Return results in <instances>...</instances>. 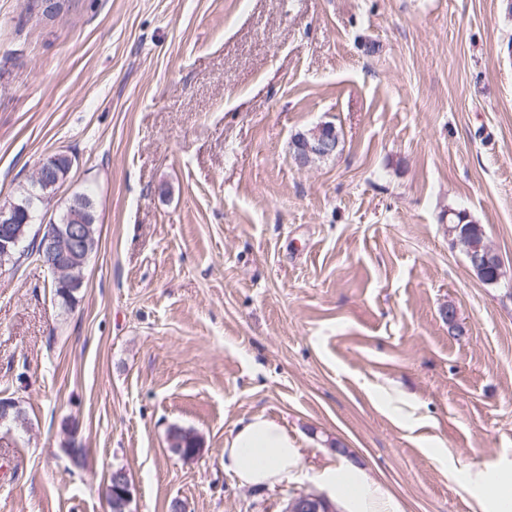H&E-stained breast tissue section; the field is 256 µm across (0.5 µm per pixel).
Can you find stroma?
Returning a JSON list of instances; mask_svg holds the SVG:
<instances>
[{"label": "stroma", "instance_id": "35a3bbf8", "mask_svg": "<svg viewBox=\"0 0 512 512\" xmlns=\"http://www.w3.org/2000/svg\"><path fill=\"white\" fill-rule=\"evenodd\" d=\"M325 123L336 155L299 167ZM57 150L48 210L92 190L99 244L68 308L36 259L0 273V397L27 419L0 426V512H109L117 467L130 512H284L345 460L405 512H481L461 471L512 463V0H0V201ZM257 413L300 480L225 472ZM458 224H452L453 228L459 227L458 233H456V236H461V240L463 241V246L465 247V251H467L471 246H480L482 245V249L486 246L485 236L483 234V227L480 224H470L471 221H466L463 224H459L460 220L457 219ZM450 228V231H448L449 235H454V230ZM482 227V228H481ZM483 229V231H482ZM466 230V236H463V233ZM172 452L181 457H187L199 448L197 437L182 429H174L169 436Z\"/></svg>", "mask_w": 512, "mask_h": 512}]
</instances>
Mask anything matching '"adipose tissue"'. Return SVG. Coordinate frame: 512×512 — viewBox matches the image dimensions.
Wrapping results in <instances>:
<instances>
[{"label": "adipose tissue", "mask_w": 512, "mask_h": 512, "mask_svg": "<svg viewBox=\"0 0 512 512\" xmlns=\"http://www.w3.org/2000/svg\"><path fill=\"white\" fill-rule=\"evenodd\" d=\"M303 468L300 443L265 414L240 419L224 436V469L240 484L271 487L299 479ZM316 478L328 498H340L343 512H403L398 501L357 465L330 464Z\"/></svg>", "instance_id": "1"}]
</instances>
